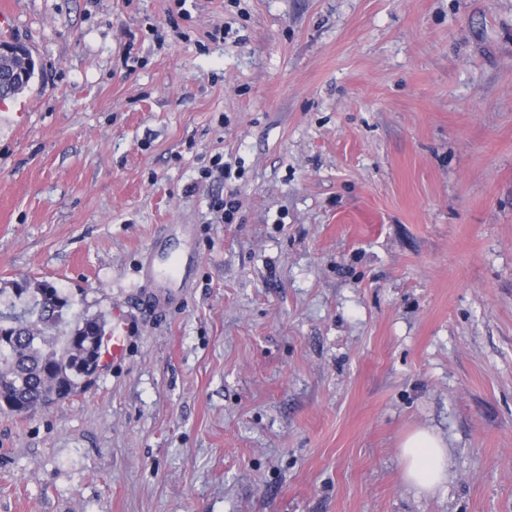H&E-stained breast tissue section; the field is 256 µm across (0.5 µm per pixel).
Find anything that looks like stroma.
<instances>
[{
    "mask_svg": "<svg viewBox=\"0 0 512 512\" xmlns=\"http://www.w3.org/2000/svg\"><path fill=\"white\" fill-rule=\"evenodd\" d=\"M0 2V287L128 336L0 512H512V0ZM22 60L17 53L0 56V73L7 76L0 88L1 100L22 92L34 78L35 64L28 70L23 66ZM400 448L404 480L419 494L434 492L448 480V448L431 431L415 430Z\"/></svg>",
    "mask_w": 512,
    "mask_h": 512,
    "instance_id": "stroma-1",
    "label": "stroma"
}]
</instances>
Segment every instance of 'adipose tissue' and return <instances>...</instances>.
Returning a JSON list of instances; mask_svg holds the SVG:
<instances>
[{"instance_id": "ef3b65f1", "label": "adipose tissue", "mask_w": 512, "mask_h": 512, "mask_svg": "<svg viewBox=\"0 0 512 512\" xmlns=\"http://www.w3.org/2000/svg\"><path fill=\"white\" fill-rule=\"evenodd\" d=\"M401 461L406 483L418 493L434 492L448 479V448L429 430H415L404 439Z\"/></svg>"}]
</instances>
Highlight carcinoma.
I'll list each match as a JSON object with an SVG mask.
<instances>
[{"instance_id":"carcinoma-1","label":"carcinoma","mask_w":512,"mask_h":512,"mask_svg":"<svg viewBox=\"0 0 512 512\" xmlns=\"http://www.w3.org/2000/svg\"><path fill=\"white\" fill-rule=\"evenodd\" d=\"M0 99L22 92L35 76L16 54L0 56ZM7 311L0 310V411L48 407L81 388L88 367L100 352L108 331L97 316H83L63 336L54 332L67 323L72 301L44 281H25L12 289Z\"/></svg>"}]
</instances>
